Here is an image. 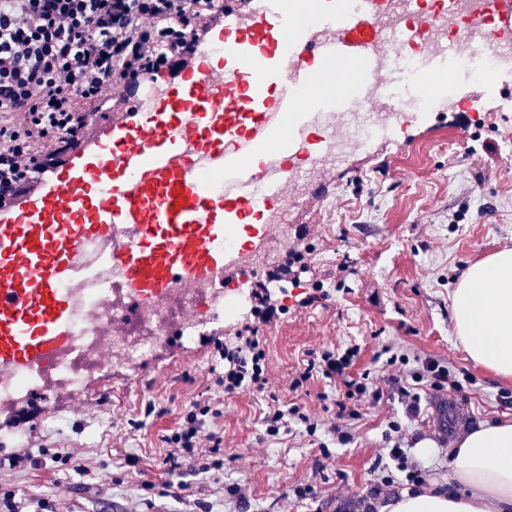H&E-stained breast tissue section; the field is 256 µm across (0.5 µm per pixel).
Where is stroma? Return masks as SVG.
Instances as JSON below:
<instances>
[{"label": "stroma", "instance_id": "stroma-1", "mask_svg": "<svg viewBox=\"0 0 512 512\" xmlns=\"http://www.w3.org/2000/svg\"><path fill=\"white\" fill-rule=\"evenodd\" d=\"M461 82L473 86L478 105L426 109L366 151L337 159L312 185L289 184L282 259L293 272L273 290L272 312L254 317L245 309L214 321L189 347L166 343L140 361L112 364L76 396L60 391L49 401L31 394L0 402V432L11 422L18 431L0 444V491L48 499L54 512H185L182 502L149 497L141 485L165 480L158 438L196 401L218 405L212 427L224 438L222 478L184 467L197 486L196 512H378L373 468L387 454L393 420L403 424L411 460L428 479L447 481L457 434L512 418V403L499 399L512 393V380L472 363L455 337L451 306L470 264L512 248V74L491 86L478 83L473 67L458 65L444 88ZM248 317L265 345L267 391L218 394L224 361L216 344ZM351 344L361 348L357 370H371L383 392L376 405L362 407L353 442L332 441L323 452L297 429L267 440L260 410L270 393L284 406H305L322 423L335 421L322 403L335 397L334 383L318 378L298 390L290 384L308 351ZM387 345L471 376L456 394L463 407L452 430L444 428V396L404 419L390 381L407 369L380 359ZM149 403L157 412L147 417ZM423 440L432 441L431 455L420 454ZM44 445L70 449L73 463L10 467L16 453L35 456ZM129 457L138 464L127 471ZM237 482L249 489L239 506L224 500L225 486ZM300 484L313 485L315 499L296 500Z\"/></svg>", "mask_w": 512, "mask_h": 512}]
</instances>
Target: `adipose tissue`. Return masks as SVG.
I'll use <instances>...</instances> for the list:
<instances>
[{
	"mask_svg": "<svg viewBox=\"0 0 512 512\" xmlns=\"http://www.w3.org/2000/svg\"><path fill=\"white\" fill-rule=\"evenodd\" d=\"M454 331L475 366L512 379V248L473 264L452 297ZM447 483L403 489L380 512H512V419L460 434Z\"/></svg>",
	"mask_w": 512,
	"mask_h": 512,
	"instance_id": "ef3b65f1",
	"label": "adipose tissue"
}]
</instances>
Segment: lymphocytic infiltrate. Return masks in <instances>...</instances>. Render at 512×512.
Returning <instances> with one entry per match:
<instances>
[{
  "label": "lymphocytic infiltrate",
  "mask_w": 512,
  "mask_h": 512,
  "mask_svg": "<svg viewBox=\"0 0 512 512\" xmlns=\"http://www.w3.org/2000/svg\"><path fill=\"white\" fill-rule=\"evenodd\" d=\"M222 16L215 0H0V206L33 192L35 171L53 167L96 121L131 111L126 89L136 73L180 70ZM162 26L170 39L164 48L153 36ZM359 353L356 345L308 352L291 383L297 389L317 377L338 381V423L331 432L343 444L353 439L347 425L359 419L360 407L382 396L370 372H355ZM220 355L224 374L217 386L228 393L264 390L266 351L256 331L237 334ZM389 361L409 368L408 379L391 381L407 417L417 415L421 391L462 387L439 360L414 362L395 352ZM217 414L211 405L193 403L161 436L169 471L186 459L203 472L223 471L224 440L206 428ZM262 423L272 440L294 423L310 437L320 429L304 406L282 407L273 394Z\"/></svg>",
  "instance_id": "f902f5d3"
}]
</instances>
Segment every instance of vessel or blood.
<instances>
[{
	"label": "vessel or blood",
	"instance_id": "b4317fda",
	"mask_svg": "<svg viewBox=\"0 0 512 512\" xmlns=\"http://www.w3.org/2000/svg\"><path fill=\"white\" fill-rule=\"evenodd\" d=\"M284 0H262L245 29L234 24L232 0L224 3V31L231 34L227 66H208L135 119L112 127L111 139L72 166L36 172L40 194L0 207V368L37 369L51 352L70 344L73 311L63 293L78 276L97 279L85 251L92 242L128 233L130 241L107 258L133 297H153L175 281L223 282L234 259L226 241L246 212L280 198L286 177L281 162L280 119L299 114L300 126L322 112L354 109L375 92L367 46L379 37L370 0H346L344 10L310 23L287 15ZM336 32L327 44L315 28ZM273 41L318 59L326 67L356 71L334 96L304 101L313 71L297 66L277 74L260 44ZM469 43L421 66L382 92L449 67ZM214 169L220 181L202 177Z\"/></svg>",
	"mask_w": 512,
	"mask_h": 512
}]
</instances>
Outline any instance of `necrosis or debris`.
Here are the masks:
<instances>
[{"label":"necrosis or debris","instance_id":"necrosis-or-debris-1","mask_svg":"<svg viewBox=\"0 0 512 512\" xmlns=\"http://www.w3.org/2000/svg\"><path fill=\"white\" fill-rule=\"evenodd\" d=\"M372 6L386 36L402 35L397 53L402 59L414 61L434 55L468 30L472 37L462 63L480 60V72L497 78L503 74L505 63L512 62V47H505L488 33L495 23L489 0H416L412 5L405 0H373ZM373 108V102L368 101L363 111L349 113L348 126L356 131L351 139L338 133L335 113H322L318 147L306 153V168L289 167V179L314 173L349 149L363 148L377 132L369 117ZM101 277L109 282L108 291L80 282L66 288L77 314L72 345L46 357L37 371L19 368L7 374L0 372V400L9 401L33 389L38 379L83 391L89 378L104 368L102 350L132 362L151 354L171 336L183 345L193 343L206 323L201 297H209L211 310L223 311L228 317L234 316L243 302L242 297L225 296L217 283L202 280L191 288L174 286L141 303L123 287L112 266L103 264Z\"/></svg>","mask_w":512,"mask_h":512}]
</instances>
